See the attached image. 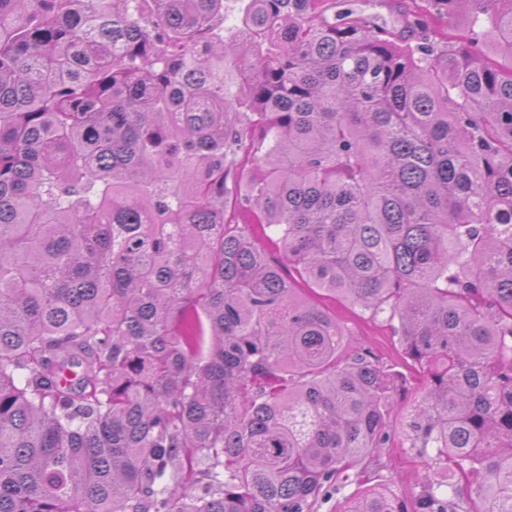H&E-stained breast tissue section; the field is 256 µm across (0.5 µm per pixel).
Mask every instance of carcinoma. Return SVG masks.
<instances>
[{
	"instance_id": "cac0c4a2",
	"label": "carcinoma",
	"mask_w": 512,
	"mask_h": 512,
	"mask_svg": "<svg viewBox=\"0 0 512 512\" xmlns=\"http://www.w3.org/2000/svg\"><path fill=\"white\" fill-rule=\"evenodd\" d=\"M402 5L0 0V512H318L407 378L307 290L424 371L346 512H512V0ZM336 12L352 10L356 15L395 32H406L399 2L391 0H336ZM322 301L336 312V317L346 328L349 335L346 344L348 351L359 345L368 346L385 364L393 366L394 371L402 372L409 380L405 397H397L395 409L389 418L395 431L393 445L382 450L378 464L369 465L370 480L368 484L361 486H373L385 481L389 483L393 493L410 508L420 490L425 470L415 450L410 448L411 441L406 424L413 407L423 395L424 390L419 381L423 379L403 362L398 338L391 335L382 317L372 320L368 312L364 313L359 308L337 299L335 301L328 298Z\"/></svg>"
}]
</instances>
